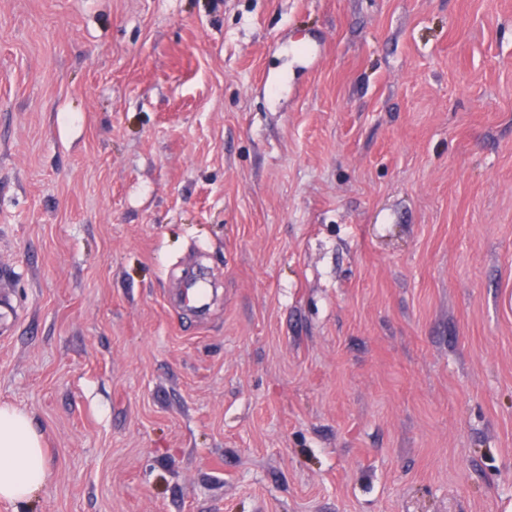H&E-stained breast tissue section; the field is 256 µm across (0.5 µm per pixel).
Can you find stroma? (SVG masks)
Segmentation results:
<instances>
[{
    "label": "stroma",
    "mask_w": 512,
    "mask_h": 512,
    "mask_svg": "<svg viewBox=\"0 0 512 512\" xmlns=\"http://www.w3.org/2000/svg\"><path fill=\"white\" fill-rule=\"evenodd\" d=\"M0 291L29 512H512V0H0Z\"/></svg>",
    "instance_id": "35a3bbf8"
}]
</instances>
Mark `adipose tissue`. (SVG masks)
Here are the masks:
<instances>
[{
  "mask_svg": "<svg viewBox=\"0 0 512 512\" xmlns=\"http://www.w3.org/2000/svg\"><path fill=\"white\" fill-rule=\"evenodd\" d=\"M49 476L42 437L27 413L0 405V501L25 512Z\"/></svg>",
  "mask_w": 512,
  "mask_h": 512,
  "instance_id": "obj_1",
  "label": "adipose tissue"
}]
</instances>
